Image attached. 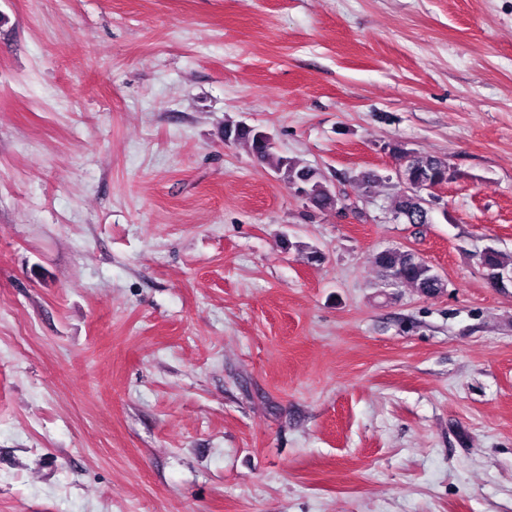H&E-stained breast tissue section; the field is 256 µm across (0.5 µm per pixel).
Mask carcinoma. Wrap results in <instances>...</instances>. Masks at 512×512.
Returning a JSON list of instances; mask_svg holds the SVG:
<instances>
[{"label": "carcinoma", "mask_w": 512, "mask_h": 512, "mask_svg": "<svg viewBox=\"0 0 512 512\" xmlns=\"http://www.w3.org/2000/svg\"><path fill=\"white\" fill-rule=\"evenodd\" d=\"M224 135L230 142L247 147L286 186L301 189L311 207L319 210L336 207L337 195L318 172L299 160L279 154L267 132L242 123H228L224 125ZM389 152L400 160L396 170L400 191L393 203L395 219H402L406 224L431 223L430 201L421 195V189L450 177L448 159L419 155L398 143L391 145ZM479 261L486 274H512V256L494 248L485 249ZM376 264L391 283L406 284L422 295H433L446 288L441 274L411 251L399 248L383 251L377 255Z\"/></svg>", "instance_id": "cac0c4a2"}]
</instances>
